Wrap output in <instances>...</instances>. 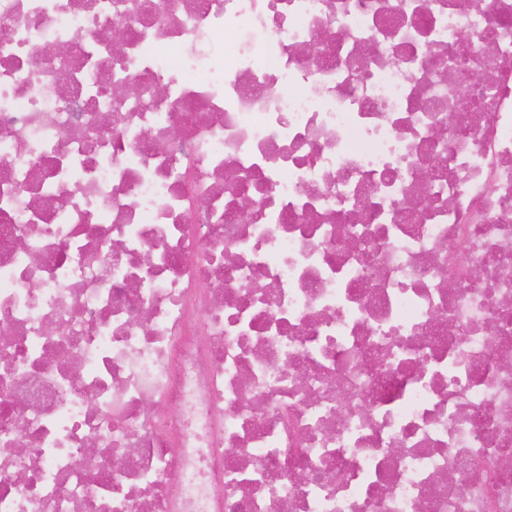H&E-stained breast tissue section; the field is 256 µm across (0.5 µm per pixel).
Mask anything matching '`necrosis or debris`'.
<instances>
[{
  "label": "necrosis or debris",
  "instance_id": "4bbe7bcc",
  "mask_svg": "<svg viewBox=\"0 0 512 512\" xmlns=\"http://www.w3.org/2000/svg\"><path fill=\"white\" fill-rule=\"evenodd\" d=\"M1 29L0 512H512V0Z\"/></svg>",
  "mask_w": 512,
  "mask_h": 512
}]
</instances>
